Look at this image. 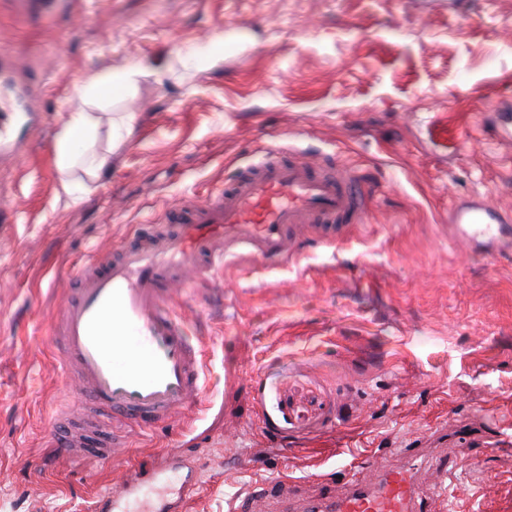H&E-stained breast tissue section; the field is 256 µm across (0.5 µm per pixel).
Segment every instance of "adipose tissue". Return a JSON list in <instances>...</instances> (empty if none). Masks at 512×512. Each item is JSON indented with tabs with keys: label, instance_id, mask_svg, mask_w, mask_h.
<instances>
[{
	"label": "adipose tissue",
	"instance_id": "obj_1",
	"mask_svg": "<svg viewBox=\"0 0 512 512\" xmlns=\"http://www.w3.org/2000/svg\"><path fill=\"white\" fill-rule=\"evenodd\" d=\"M147 75V68L138 62L104 68L73 106L57 138L58 171L62 188L68 195L84 192L87 180L100 177L110 162L113 150L125 143L135 120L130 112L88 111V104L122 100L137 89ZM103 131L108 134V149L93 152L92 147Z\"/></svg>",
	"mask_w": 512,
	"mask_h": 512
}]
</instances>
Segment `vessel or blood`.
<instances>
[{"label":"vessel or blood","mask_w":512,"mask_h":512,"mask_svg":"<svg viewBox=\"0 0 512 512\" xmlns=\"http://www.w3.org/2000/svg\"><path fill=\"white\" fill-rule=\"evenodd\" d=\"M20 15L63 10L68 0H9ZM29 67L9 48L0 49V155L16 157L23 128L44 116L22 76ZM490 126L512 145V101L495 106ZM369 188L342 165L302 157L262 161L211 198L173 205L167 223L136 235L112 252L58 278L64 304L53 326L65 373L92 409L76 422L58 412L52 439L58 453L99 461L116 458L138 432L171 421L195 407L202 391L203 350L178 311L177 300L191 283L209 278L218 262L239 249L261 262L290 256L289 232L318 225L325 237L367 223ZM446 233L469 251L495 256L512 249V210L470 196L448 210ZM397 467L363 461L339 491L322 485L314 497L296 483L281 484L245 498L247 512L269 500L296 502L299 512H437V498L424 495L420 471L428 460L420 448L404 451ZM159 471L132 472L102 495L95 512H127L142 486ZM199 482L188 470L182 492L163 500L156 512H182L184 495Z\"/></svg>","instance_id":"obj_1"}]
</instances>
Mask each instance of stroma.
Returning a JSON list of instances; mask_svg holds the SVG:
<instances>
[{"mask_svg": "<svg viewBox=\"0 0 512 512\" xmlns=\"http://www.w3.org/2000/svg\"><path fill=\"white\" fill-rule=\"evenodd\" d=\"M228 30L242 59L168 74L173 48ZM0 31L46 115L25 164L0 169L16 208L0 234V512H94L132 466L168 456L183 467L132 512L189 467L191 512H235L264 484L312 495L416 446L456 455L435 480L449 512H512V254H467L442 229L463 196L512 209V146L480 117L512 96V0H69L43 19L0 0ZM133 61L151 74L114 106L135 115L128 142L71 202L57 135L95 73ZM288 145L365 176L368 223L329 244L308 228L290 261L241 255L184 289L201 407L109 464L60 456L57 412L86 407L50 338L52 280Z\"/></svg>", "mask_w": 512, "mask_h": 512, "instance_id": "obj_1", "label": "stroma"}]
</instances>
